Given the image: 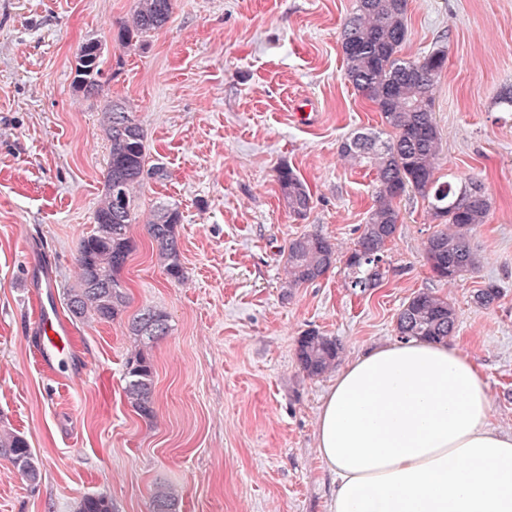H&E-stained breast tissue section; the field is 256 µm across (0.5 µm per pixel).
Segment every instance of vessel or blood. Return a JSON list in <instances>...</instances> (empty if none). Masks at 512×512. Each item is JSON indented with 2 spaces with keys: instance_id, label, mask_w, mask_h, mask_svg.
Wrapping results in <instances>:
<instances>
[{
  "instance_id": "obj_1",
  "label": "vessel or blood",
  "mask_w": 512,
  "mask_h": 512,
  "mask_svg": "<svg viewBox=\"0 0 512 512\" xmlns=\"http://www.w3.org/2000/svg\"><path fill=\"white\" fill-rule=\"evenodd\" d=\"M35 278L40 289L35 327V334L39 342L37 354L42 365L52 369L55 368L65 347L71 343V330L49 302L52 286L49 267L44 264L40 265Z\"/></svg>"
}]
</instances>
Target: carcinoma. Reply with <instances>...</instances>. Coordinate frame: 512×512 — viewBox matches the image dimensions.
<instances>
[{
    "instance_id": "carcinoma-1",
    "label": "carcinoma",
    "mask_w": 512,
    "mask_h": 512,
    "mask_svg": "<svg viewBox=\"0 0 512 512\" xmlns=\"http://www.w3.org/2000/svg\"><path fill=\"white\" fill-rule=\"evenodd\" d=\"M173 10V0H137L129 20L122 23L116 38L122 47L164 27ZM407 0H356L355 11L342 28L341 47L345 76L365 94L379 112L382 124L394 136L382 140L371 132H357L347 140L341 154L370 160L377 171L375 205L356 248L346 260L354 274L352 286L370 288L379 279L383 249L400 224L396 200L411 189L428 200L433 219L448 225L427 240L425 255L433 275L454 280L473 271L479 257L472 249L469 232L486 223L491 200L483 183L471 178L464 184L435 177L439 166L441 139L434 111L436 79L447 61V47L436 45L416 60L401 56L407 40ZM107 83L104 59L89 40L81 45L74 85L84 97H96ZM104 132L109 142V161L104 189L94 211L93 232L79 243L77 264L79 287L66 294V308L73 319L110 322L124 312L127 296L120 278L133 251L130 224L136 220L134 198L145 178L146 145L142 127L124 101L108 102ZM281 192L293 213L301 216L310 208L311 194L305 182L290 168L279 171ZM178 208L160 204L147 221L156 255L168 276L181 282L176 227ZM332 243L318 234H303L288 242L285 269L288 287L298 288L323 277L336 263ZM456 312L448 299L422 291L403 306L396 331L403 339L420 338L443 342L455 330ZM131 333L141 341L153 342L169 332L165 311L148 308L134 316ZM340 347L336 339L315 330L297 340L296 354L302 369L319 377L336 367ZM124 394L144 419L155 416L152 365L139 352L127 364ZM0 457L8 459L29 482L40 477V467L28 440L0 428ZM154 512H175V496L169 486L158 483L152 491ZM76 512H115L105 495L84 497Z\"/></svg>"
}]
</instances>
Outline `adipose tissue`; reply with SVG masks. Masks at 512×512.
<instances>
[{"mask_svg": "<svg viewBox=\"0 0 512 512\" xmlns=\"http://www.w3.org/2000/svg\"><path fill=\"white\" fill-rule=\"evenodd\" d=\"M329 512H512V434L468 357L411 338L339 374L317 420Z\"/></svg>", "mask_w": 512, "mask_h": 512, "instance_id": "1", "label": "adipose tissue"}]
</instances>
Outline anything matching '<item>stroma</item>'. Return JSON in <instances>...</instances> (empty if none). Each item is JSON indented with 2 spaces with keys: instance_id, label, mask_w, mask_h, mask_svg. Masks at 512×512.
<instances>
[{
  "instance_id": "1",
  "label": "stroma",
  "mask_w": 512,
  "mask_h": 512,
  "mask_svg": "<svg viewBox=\"0 0 512 512\" xmlns=\"http://www.w3.org/2000/svg\"><path fill=\"white\" fill-rule=\"evenodd\" d=\"M136 0H0V427L39 460L26 481L0 457V512H74L89 495L118 512H152L155 483L176 512H328L335 482L317 448V419L336 371L308 376L304 332L335 337L338 368L397 341V315L421 291L448 298V346L488 385L492 423L512 433V0H408L401 54L435 43L448 62L435 86L440 175L479 178L492 208L470 233L480 265L435 278L424 254L438 230L428 202L397 201L401 223L372 288L349 284L345 258L374 204L375 170L341 145L377 130L375 106L344 76L341 30L355 0H173L161 30L125 48L115 35ZM95 38L110 75L99 98L73 87L80 46ZM127 101L142 126L147 166L135 249L121 279L127 307L110 322H71L74 359L41 367L25 253L52 267L66 315L82 236L94 229L108 163L102 109ZM288 167L312 199L299 217L277 175ZM177 206L185 278L172 280L145 224ZM317 233L340 257L322 278L289 287L283 252ZM497 284L500 297L476 303ZM146 308L169 316L143 343L129 323ZM154 367L156 417L127 403L128 361Z\"/></svg>"
}]
</instances>
